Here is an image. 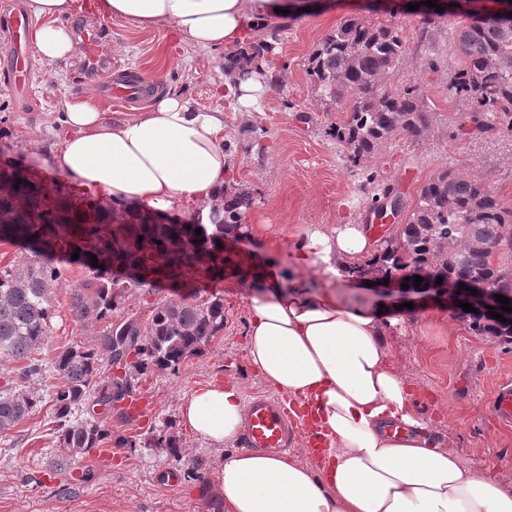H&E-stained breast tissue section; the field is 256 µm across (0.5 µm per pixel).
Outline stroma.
<instances>
[{"mask_svg": "<svg viewBox=\"0 0 512 512\" xmlns=\"http://www.w3.org/2000/svg\"><path fill=\"white\" fill-rule=\"evenodd\" d=\"M311 4V10L288 20L280 34L276 63L286 68L284 87L263 97L249 112L214 92L224 77L219 69L223 50L210 51L211 64L206 67L199 52L169 28L140 30L120 19L101 22L110 34L113 63L141 71L158 91L189 95L204 107L223 112L234 181L256 197L244 221L258 220L267 228L262 258L290 265L293 252L312 231L366 216L370 201L361 185L373 170L394 185L408 207L435 173L452 168L483 180L505 207L512 208V131L478 132L470 121L469 103L450 97L446 87L462 17L444 13L427 26L422 12L408 9L406 0ZM352 16L404 29L408 52L390 80L396 86L420 85L433 114L428 137L396 139L373 164L358 167L329 136L328 128L339 114L324 102L306 73L323 38ZM78 77V60L59 68L38 61L29 100H20L0 84V168L23 160L37 173L54 172L51 158L60 148V103ZM54 174L55 182L68 184L65 174ZM59 269L52 290L50 342L36 353L47 363L57 347L88 343L97 334L96 327L76 323L69 313L81 266L65 257ZM195 297L223 299V333L178 372L141 376L138 391L155 401L150 420L141 426L113 422L112 434L145 439L174 421L185 460L204 463L202 482L174 478L175 464L161 449L116 447L109 461L95 456L84 461L82 467L93 471V479L78 485L69 497L59 498L57 481L49 476L58 446L52 431L54 410L46 400L12 433L0 437V512H207L205 495L216 490L221 451L180 423L179 408L193 391L211 385L232 381L247 397L268 386L246 358L247 286L228 290L221 279H212L197 289ZM386 311L407 321L404 329L390 331L385 341L393 365L415 385L417 410L464 460L483 461L489 477L512 488V425L499 424L492 411L498 383L512 379V347L475 335L468 321L440 305L411 311L390 305Z\"/></svg>", "mask_w": 512, "mask_h": 512, "instance_id": "obj_1", "label": "stroma"}]
</instances>
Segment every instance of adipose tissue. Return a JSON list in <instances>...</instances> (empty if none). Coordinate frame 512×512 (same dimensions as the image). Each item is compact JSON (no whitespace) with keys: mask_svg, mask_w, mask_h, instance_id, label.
<instances>
[{"mask_svg":"<svg viewBox=\"0 0 512 512\" xmlns=\"http://www.w3.org/2000/svg\"><path fill=\"white\" fill-rule=\"evenodd\" d=\"M74 0H28L41 25L36 52L48 65L72 60L63 19ZM298 15L296 0H99L104 18L165 26L198 52L245 42L251 26ZM55 166L81 190L120 208L201 215L223 203L231 161L224 115L178 94L156 95L119 120L94 98L62 103ZM364 225L339 224L300 243L292 268L250 283L247 353L275 391L308 400L327 441L312 467L239 448L245 399L236 385L193 392L180 420L223 447L217 493L226 512H512V490L463 462L414 408L411 385L388 360L385 337L399 318L344 302L345 268L376 254ZM397 433H389V426Z\"/></svg>","mask_w":512,"mask_h":512,"instance_id":"1","label":"adipose tissue"}]
</instances>
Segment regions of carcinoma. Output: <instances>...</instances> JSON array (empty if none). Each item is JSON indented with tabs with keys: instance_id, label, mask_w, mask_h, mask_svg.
<instances>
[{
	"instance_id": "carcinoma-1",
	"label": "carcinoma",
	"mask_w": 512,
	"mask_h": 512,
	"mask_svg": "<svg viewBox=\"0 0 512 512\" xmlns=\"http://www.w3.org/2000/svg\"><path fill=\"white\" fill-rule=\"evenodd\" d=\"M280 41V28H262L259 35L224 54V74L245 77L267 63L264 75L279 86L281 71L273 63ZM408 39L392 24L364 17H349L326 35L309 59L307 75L325 100L344 106V119L330 125L328 134L344 146L349 162L378 157L396 137L417 140L432 129L431 113L425 109L422 89L417 84L403 88L389 86V75L406 55ZM455 49L457 67L448 79V93L471 103V120L493 130L498 124L512 131V18L501 11H485L483 18L458 31ZM0 191V219L12 224L3 236L40 246L34 258L19 265L0 267V361L18 363L4 376L0 386V435L19 426L42 402L43 395L29 388L45 373L42 361L32 353L48 344L54 309L51 290L59 278L57 250L61 234L70 233L77 242L68 254L79 253L85 268L78 286L70 293L69 312L80 324H102L93 343L74 342L52 359L59 382L48 394L57 419L59 454L52 471L61 477L57 493L71 492L70 476L78 463L104 448L112 440L110 416L83 412L94 405L112 408V402L126 400L135 393V380L151 372L175 373L198 358L204 348L224 331V301L220 298L197 302L172 301L163 295L164 259L195 236L199 225H182L177 235L167 224L145 223L129 237L132 251L115 247L123 234L108 223V213H91L74 202L67 223L58 224L54 235L44 206L51 195L35 199L38 185L23 180L6 182ZM364 192L372 203L391 195L388 185L369 173ZM255 202L254 193L240 189L228 195L224 210H214L209 222L218 226L211 244L236 238L245 213ZM143 240H138V237ZM394 249H386L373 259L354 262L347 268L354 277L372 265L397 275H434L457 284L479 283L489 296L512 295V209L480 179L454 169H444L418 191L406 224L392 237ZM104 268L92 265L91 256ZM151 274L149 278L122 279L114 264L127 262ZM155 297L150 314L112 320L118 300L131 290ZM471 329L478 336L498 338L512 344V323L482 320L471 312ZM117 349L124 356L135 355L131 371L124 377H101L102 361L114 359ZM175 424L168 422L153 433L147 446L163 448L173 461H182Z\"/></svg>"
}]
</instances>
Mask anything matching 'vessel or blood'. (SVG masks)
<instances>
[{
  "mask_svg": "<svg viewBox=\"0 0 512 512\" xmlns=\"http://www.w3.org/2000/svg\"><path fill=\"white\" fill-rule=\"evenodd\" d=\"M30 21L24 11L11 17L8 47L0 50V72L8 74L9 87L28 96L30 47L26 38ZM83 58L82 74L98 77L99 94L108 101L125 106L143 102L153 90L152 83L140 72L113 73L107 63L108 41L102 28L86 26L80 31ZM493 409L500 423L512 424V382H502L493 397ZM303 442L311 453H319L323 443L311 415L305 414L299 401L285 395L257 394L248 400L245 410L242 447L271 455L287 453L296 442Z\"/></svg>",
  "mask_w": 512,
  "mask_h": 512,
  "instance_id": "obj_1",
  "label": "vessel or blood"
}]
</instances>
